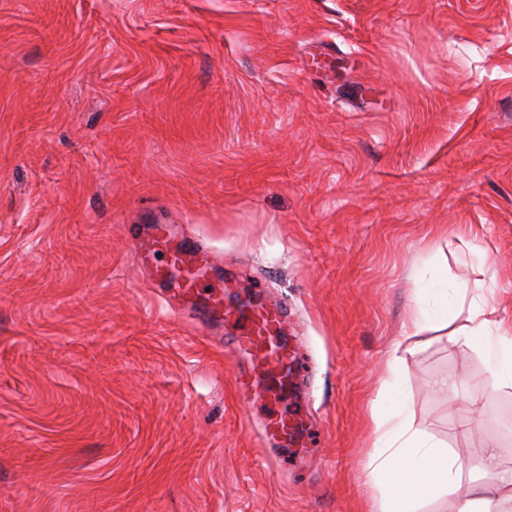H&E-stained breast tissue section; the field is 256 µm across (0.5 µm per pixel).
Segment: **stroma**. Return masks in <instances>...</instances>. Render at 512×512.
I'll return each instance as SVG.
<instances>
[{
    "instance_id": "35a3bbf8",
    "label": "stroma",
    "mask_w": 512,
    "mask_h": 512,
    "mask_svg": "<svg viewBox=\"0 0 512 512\" xmlns=\"http://www.w3.org/2000/svg\"><path fill=\"white\" fill-rule=\"evenodd\" d=\"M159 221L287 307L298 445L135 264ZM434 276L512 319V0H0V512H369L394 387L512 473L480 344L403 327Z\"/></svg>"
}]
</instances>
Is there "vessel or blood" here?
<instances>
[{"instance_id": "vessel-or-blood-1", "label": "vessel or blood", "mask_w": 512, "mask_h": 512, "mask_svg": "<svg viewBox=\"0 0 512 512\" xmlns=\"http://www.w3.org/2000/svg\"><path fill=\"white\" fill-rule=\"evenodd\" d=\"M136 263L150 269L157 282L176 278L183 300V312L201 317L203 325H223L229 311L224 307V279L218 275V261L203 243L177 236L170 225H152L137 238ZM282 307L266 303L254 305L248 316L239 318L233 354L249 358L251 367H239L234 381L239 392L254 386V370L263 371L269 383L282 384L288 351L281 333L284 329Z\"/></svg>"}]
</instances>
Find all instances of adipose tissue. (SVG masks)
Masks as SVG:
<instances>
[{
    "label": "adipose tissue",
    "mask_w": 512,
    "mask_h": 512,
    "mask_svg": "<svg viewBox=\"0 0 512 512\" xmlns=\"http://www.w3.org/2000/svg\"><path fill=\"white\" fill-rule=\"evenodd\" d=\"M437 303L427 310L413 304L407 310V323L420 329L428 323L448 325L455 306V291L446 283L426 284ZM450 340L470 344L484 338L491 363L494 387H512V321L484 303H473L464 325L450 328ZM387 414L375 417V451L369 460L379 498L372 512H419L422 501L456 497V512H503L506 493L504 480L497 473L495 457H487L481 479L467 495H460L462 466L447 451L440 449L433 436L413 427L406 417V401L399 392L391 394Z\"/></svg>",
    "instance_id": "obj_1"
}]
</instances>
